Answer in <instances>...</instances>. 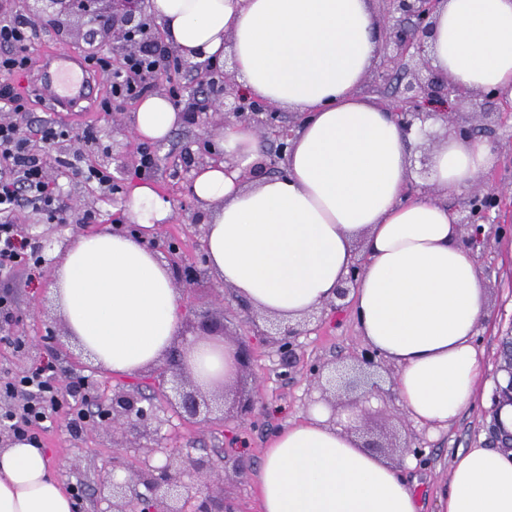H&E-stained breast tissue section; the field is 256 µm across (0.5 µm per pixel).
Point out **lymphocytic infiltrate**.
Returning a JSON list of instances; mask_svg holds the SVG:
<instances>
[{
    "mask_svg": "<svg viewBox=\"0 0 512 512\" xmlns=\"http://www.w3.org/2000/svg\"><path fill=\"white\" fill-rule=\"evenodd\" d=\"M36 32L37 26L32 21L0 20V76L8 80L7 86L0 88V110L12 115L10 121L0 122V279L9 277L21 265L35 271L42 266L41 258L13 221L17 211L29 208L56 223L68 221L70 207L49 176L50 166L80 171L85 182L111 194L116 191L110 172L91 165L78 167L74 157L59 151L60 146H72L79 140L95 142L92 129L78 131L72 124L47 120L32 131L39 141L54 150V158L45 159L31 148L28 134L32 131L22 122L28 105L9 80L27 71ZM89 61L109 76L110 93L115 99L143 93L154 64L150 56L143 55L116 67L105 50L91 55ZM1 388L22 397L19 410L0 411V424L7 425L20 439L27 438L30 428L52 422L62 406L63 394L55 382V369L49 363L12 374Z\"/></svg>",
    "mask_w": 512,
    "mask_h": 512,
    "instance_id": "lymphocytic-infiltrate-1",
    "label": "lymphocytic infiltrate"
}]
</instances>
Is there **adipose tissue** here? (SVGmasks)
Masks as SVG:
<instances>
[{
  "label": "adipose tissue",
  "mask_w": 512,
  "mask_h": 512,
  "mask_svg": "<svg viewBox=\"0 0 512 512\" xmlns=\"http://www.w3.org/2000/svg\"><path fill=\"white\" fill-rule=\"evenodd\" d=\"M167 43L196 61L231 58L250 96L301 119L285 176L241 182L264 159L253 133L227 126L192 192L208 215L207 267L265 316L295 324L334 299L366 254L353 290L364 342L395 368L398 405L423 426H444L474 400L475 338L488 316L486 282L443 199L491 169L488 143L449 132L431 156L438 197L408 192L410 146L428 117L402 133L362 91L378 51L371 0H151ZM431 62L460 88L512 101V0H445ZM183 116L164 95L143 98L131 124L166 141ZM144 230L172 210L146 183L127 204ZM51 294L79 348L112 374L157 364L182 331L166 263L135 240L99 232L58 252ZM201 389L239 375L236 346L216 337L186 346ZM360 412L322 403L283 428L250 473L261 512H419L407 479L360 447ZM53 463L27 440L0 447V512H74ZM443 512H512V449L469 448L450 470Z\"/></svg>",
  "instance_id": "ef3b65f1"
}]
</instances>
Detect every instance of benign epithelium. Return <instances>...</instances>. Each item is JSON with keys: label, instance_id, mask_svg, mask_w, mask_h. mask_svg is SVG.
Instances as JSON below:
<instances>
[{"label": "benign epithelium", "instance_id": "7a95c632", "mask_svg": "<svg viewBox=\"0 0 512 512\" xmlns=\"http://www.w3.org/2000/svg\"><path fill=\"white\" fill-rule=\"evenodd\" d=\"M39 4L36 15L50 21L54 28L70 26L73 20L94 18L100 29L86 33L94 41L100 33L113 37L112 55L119 61L137 58L151 52L155 59L153 80L148 88L161 89V84L171 87L177 82L178 70L174 65L192 67L197 81L205 91L207 101L224 107V125H236L259 133L262 140L269 138L275 143L274 153L266 156L254 174H285L281 163L290 147L289 140L300 121L291 120L274 106L260 103L248 97L228 74L221 80L209 79L211 67L206 64L189 65L183 56L164 42L160 29L148 17L149 0H34ZM384 43L380 47V62L373 69L375 85L386 87L396 84V92L385 100L383 106L396 117L398 123L409 131L417 122L430 116H440L446 124L453 126L464 138L479 137L483 128H469L460 122L462 113L457 107L462 102L471 105L473 111L482 112L496 104V124L504 126L512 122V103L501 99L491 90L478 93L466 92L448 82V79L429 65V39L435 27L436 13L443 0H381ZM216 154L209 142L201 141L199 150L187 149L184 157L185 182H191L188 174L204 166ZM501 196L495 187L487 184L476 186L463 196V207L459 212L462 242L470 247L477 239L473 229L476 225L491 223V212L499 210ZM173 277L190 283L196 278V269L186 266L174 257L172 248H167ZM362 263L350 268L345 281L336 288L334 300L325 307L338 310L345 306L351 287L356 285ZM198 320L197 339L223 336L224 324L214 320L207 311L194 312ZM249 328L255 336L265 339L279 358L281 375L288 376L296 362V341L305 332L307 323L295 326L281 325L268 318L261 320L250 315ZM380 366L377 351L364 348L353 357L352 365L339 370L325 363L310 366V373L330 390H352L361 387L362 392L350 405L360 406L373 393L380 390L373 380L371 370ZM508 375L507 384L495 382L494 407L512 404V359L504 363ZM172 373L174 384L171 391H161L162 399L186 423L205 425L211 421L212 406L208 394L202 392L184 363L182 354L176 350L167 357L166 366L160 372L162 382L166 374ZM87 403L94 406L92 416L99 419V427L112 432L144 433L152 423L158 421L160 405L142 395L138 390H115L108 402H100L87 396ZM220 475L208 460L195 458L186 452L177 456L164 448H150L140 469L123 480L112 479L109 488L112 496V512H130V504L137 501L146 512H236L234 504L227 498L214 495L212 486Z\"/></svg>", "mask_w": 512, "mask_h": 512}]
</instances>
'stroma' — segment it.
Listing matches in <instances>:
<instances>
[{
    "label": "stroma",
    "mask_w": 512,
    "mask_h": 512,
    "mask_svg": "<svg viewBox=\"0 0 512 512\" xmlns=\"http://www.w3.org/2000/svg\"><path fill=\"white\" fill-rule=\"evenodd\" d=\"M108 94V83H100L94 95L96 103ZM96 103L72 119L74 125L97 128L103 144L102 149L83 153L81 160L109 170L120 190L112 195L102 194L96 186L54 167L50 175L72 206L69 223H53L28 209L17 213L16 221L23 236L42 255L44 264L39 275H31L27 267L20 266L8 279L0 280V291L8 292L15 306L16 317L9 332L24 343L17 350L0 341V378L47 362L59 373L72 370L71 379L59 382L65 412L59 413L51 428L37 431L34 444L51 457L54 473L64 489L82 487L83 498L77 502L75 512H108L109 501L98 494L100 484L136 472L146 448L158 443L173 452L189 451L212 462L224 476L225 497L235 502L238 512H259L256 486L247 475L238 474L235 465L242 461L248 468H256L274 434L286 422L300 420L312 404L321 400L322 391L309 373L312 364L346 363L353 353L362 349L364 341L355 315L348 307L337 314L329 312L312 318L311 332L299 337L296 363L285 379L279 375L278 359L272 349L256 347L249 370L238 383L228 386L225 401L215 402L213 421L208 425L185 423L167 407L159 413L161 423L157 432L140 437L115 436L87 421L72 423L67 411L83 408L84 396L106 399L113 390L129 387L133 382H154L157 370L152 367L131 376H115L95 365L83 352H76L71 359L58 354L56 341H67L68 335L50 293L55 252L77 236L93 234L101 226L126 220L130 189L139 181L164 189L165 199L175 201L180 195L176 174L183 168L186 146L209 137L212 130L222 129L224 125V112L220 109L211 110L208 126L183 122L167 142L153 144L157 166L154 174L142 178L134 173L131 160L139 145L130 130L136 101L113 106L108 115L98 112ZM151 236L162 244L176 243L185 264L199 258V235L190 215L174 211L170 220L154 226ZM484 249L486 259L481 267L488 288L489 319L476 338L482 356L477 396L470 408L448 428L439 431L401 417V409L391 392L395 369L389 364L382 371L383 394L365 405L368 437L384 442L396 435L420 449L418 466L407 472L406 477L417 485L422 512H438L440 497L450 489L449 474L456 452L482 445L493 419L492 394L500 340L512 329V220L505 218L491 225ZM178 301L184 341H191L194 333L193 311L203 308L223 311L225 332L230 337L249 333L247 317L237 299L231 291L223 290L214 277H206L199 286L179 292ZM241 396L254 397L258 402L262 410L258 420L237 417L234 401Z\"/></svg>",
    "instance_id": "35a3bbf8"
}]
</instances>
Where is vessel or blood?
I'll use <instances>...</instances> for the list:
<instances>
[{
	"instance_id": "1",
	"label": "vessel or blood",
	"mask_w": 512,
	"mask_h": 512,
	"mask_svg": "<svg viewBox=\"0 0 512 512\" xmlns=\"http://www.w3.org/2000/svg\"><path fill=\"white\" fill-rule=\"evenodd\" d=\"M33 87L52 111L63 104L80 105L88 101V90L97 83L98 73L87 70L83 60L66 51L45 47L32 67Z\"/></svg>"
}]
</instances>
